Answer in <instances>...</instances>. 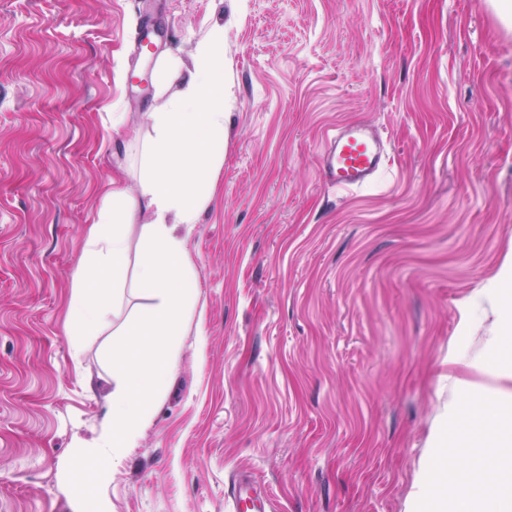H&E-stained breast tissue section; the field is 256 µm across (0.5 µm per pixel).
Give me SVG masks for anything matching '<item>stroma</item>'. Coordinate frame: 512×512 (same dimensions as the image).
I'll list each match as a JSON object with an SVG mask.
<instances>
[{
	"label": "stroma",
	"instance_id": "1",
	"mask_svg": "<svg viewBox=\"0 0 512 512\" xmlns=\"http://www.w3.org/2000/svg\"><path fill=\"white\" fill-rule=\"evenodd\" d=\"M215 26L203 316L101 490L112 512H230L240 471L275 512H408L446 406L499 384L474 298L512 251V30L482 0H0V512H74L60 488L112 391L110 332L69 335L85 231L181 84L158 61ZM350 121L390 167L345 193L320 153Z\"/></svg>",
	"mask_w": 512,
	"mask_h": 512
}]
</instances>
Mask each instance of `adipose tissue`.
<instances>
[{
  "label": "adipose tissue",
  "mask_w": 512,
  "mask_h": 512,
  "mask_svg": "<svg viewBox=\"0 0 512 512\" xmlns=\"http://www.w3.org/2000/svg\"><path fill=\"white\" fill-rule=\"evenodd\" d=\"M183 72L182 87L146 113L150 128L140 152L137 191L120 181L106 190L95 224L74 273L70 304L74 341L99 335L111 324L127 276H134L151 302L118 335L134 339L112 362L110 425L83 443L62 490L83 492L77 512H111L109 502L87 493L103 486L127 449L135 447L149 423L172 373V355L185 321L198 304L196 273L187 242L202 209L209 203L213 175L224 164V30L212 28L195 49L192 64L164 59L156 82ZM144 224H137L139 214ZM140 227L138 260L129 257L132 227Z\"/></svg>",
  "instance_id": "1"
}]
</instances>
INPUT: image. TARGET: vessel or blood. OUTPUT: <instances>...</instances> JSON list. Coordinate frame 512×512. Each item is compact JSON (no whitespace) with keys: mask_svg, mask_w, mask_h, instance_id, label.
I'll use <instances>...</instances> for the list:
<instances>
[{"mask_svg":"<svg viewBox=\"0 0 512 512\" xmlns=\"http://www.w3.org/2000/svg\"><path fill=\"white\" fill-rule=\"evenodd\" d=\"M387 162L385 141L369 124H340L325 135L321 172L334 188L350 191L370 186L385 173ZM230 498L233 512H271L269 497L248 474L234 478Z\"/></svg>","mask_w":512,"mask_h":512,"instance_id":"b4317fda","label":"vessel or blood"}]
</instances>
